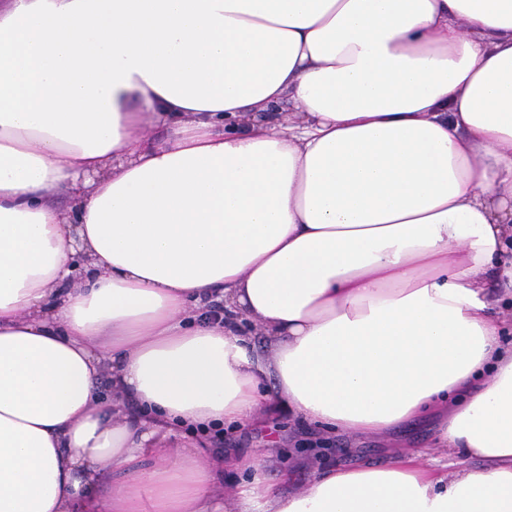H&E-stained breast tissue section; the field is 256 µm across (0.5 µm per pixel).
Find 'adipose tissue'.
<instances>
[{
  "label": "adipose tissue",
  "instance_id": "1",
  "mask_svg": "<svg viewBox=\"0 0 512 512\" xmlns=\"http://www.w3.org/2000/svg\"><path fill=\"white\" fill-rule=\"evenodd\" d=\"M510 309L512 0H0V512H512ZM321 437L330 438L336 445L329 448V460L324 464L316 462L313 451L303 448ZM212 447L220 450L240 448L275 482L279 481L282 473H292V483L282 487L285 492L305 489L327 466L384 463L403 448H427L429 457L451 462L452 468L460 471L474 464L462 457L449 458L446 448H435L432 420L415 426H400L385 437L352 436L341 430L325 435L314 427L295 424L288 416L275 414L261 421H248L233 430L224 429L222 440L214 439Z\"/></svg>",
  "mask_w": 512,
  "mask_h": 512
}]
</instances>
